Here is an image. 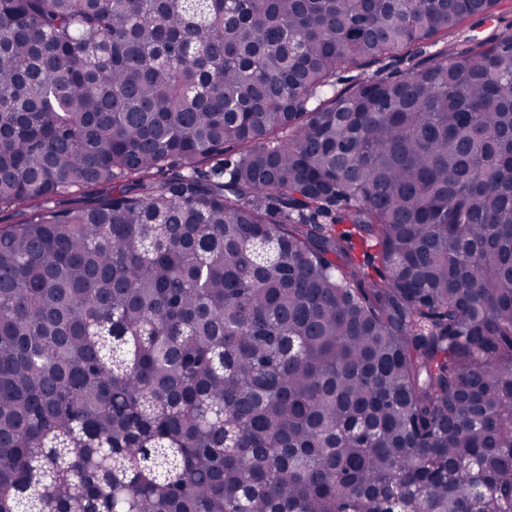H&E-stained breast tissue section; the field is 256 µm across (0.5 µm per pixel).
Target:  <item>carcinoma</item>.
<instances>
[{
  "label": "carcinoma",
  "mask_w": 512,
  "mask_h": 512,
  "mask_svg": "<svg viewBox=\"0 0 512 512\" xmlns=\"http://www.w3.org/2000/svg\"><path fill=\"white\" fill-rule=\"evenodd\" d=\"M502 2L0 0V512H512ZM512 26V0H508V2L504 3V7L499 10L498 13L494 15V17H489L487 19L480 18H472L465 22L463 26L460 27L459 37L450 40L448 38V47L451 42H454L455 39H462V36L475 35L479 38L488 35L491 31L495 29L503 30Z\"/></svg>",
  "instance_id": "1"
}]
</instances>
